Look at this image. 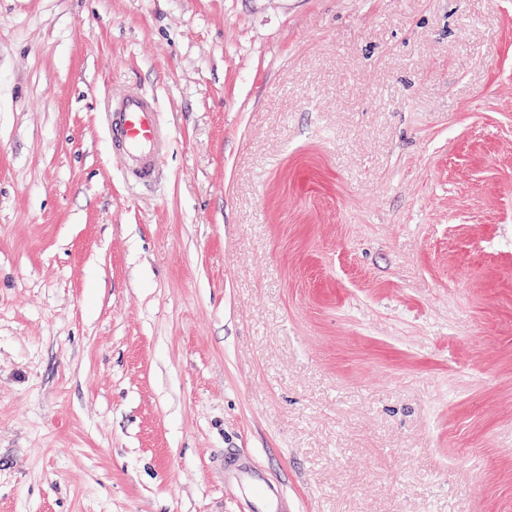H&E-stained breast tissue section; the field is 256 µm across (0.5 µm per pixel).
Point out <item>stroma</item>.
<instances>
[{
	"mask_svg": "<svg viewBox=\"0 0 512 512\" xmlns=\"http://www.w3.org/2000/svg\"><path fill=\"white\" fill-rule=\"evenodd\" d=\"M231 447L512 512V0H0V512H239ZM158 107L149 95L130 89L112 97L107 113L112 144L123 157L127 172L139 183L151 184L159 175L169 130L158 120Z\"/></svg>",
	"mask_w": 512,
	"mask_h": 512,
	"instance_id": "stroma-1",
	"label": "stroma"
}]
</instances>
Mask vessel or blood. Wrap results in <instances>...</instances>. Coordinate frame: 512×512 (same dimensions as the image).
Segmentation results:
<instances>
[{"mask_svg": "<svg viewBox=\"0 0 512 512\" xmlns=\"http://www.w3.org/2000/svg\"><path fill=\"white\" fill-rule=\"evenodd\" d=\"M107 120L129 175L145 185L154 182L170 137L158 120L155 100L139 90H127L113 97ZM224 484L236 491L242 512H289L281 483L238 449L224 451Z\"/></svg>", "mask_w": 512, "mask_h": 512, "instance_id": "1", "label": "vessel or blood"}]
</instances>
